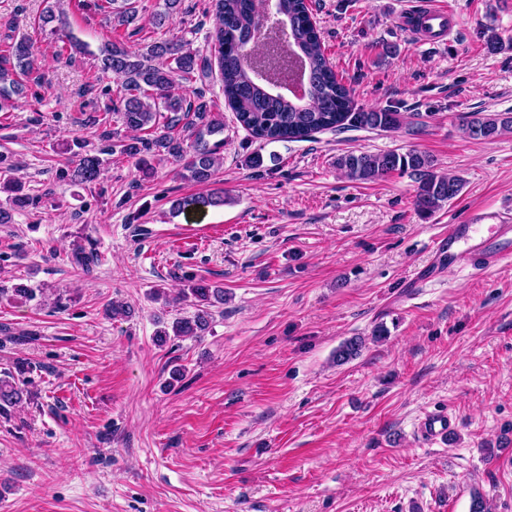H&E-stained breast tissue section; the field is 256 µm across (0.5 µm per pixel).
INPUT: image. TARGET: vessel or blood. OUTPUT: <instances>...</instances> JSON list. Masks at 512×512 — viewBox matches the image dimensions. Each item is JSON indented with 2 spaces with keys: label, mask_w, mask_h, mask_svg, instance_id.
Segmentation results:
<instances>
[{
  "label": "vessel or blood",
  "mask_w": 512,
  "mask_h": 512,
  "mask_svg": "<svg viewBox=\"0 0 512 512\" xmlns=\"http://www.w3.org/2000/svg\"><path fill=\"white\" fill-rule=\"evenodd\" d=\"M422 15L432 31L445 33L454 17L452 8L437 5L423 8ZM434 254L447 259L454 269L478 274L512 260V225L498 221L497 212L468 216L465 223L449 225L445 235L432 243ZM458 419L452 413L430 411L417 423V435L424 443H434L455 434Z\"/></svg>",
  "instance_id": "obj_1"
}]
</instances>
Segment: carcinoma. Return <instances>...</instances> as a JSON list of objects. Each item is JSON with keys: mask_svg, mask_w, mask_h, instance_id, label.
<instances>
[{"mask_svg": "<svg viewBox=\"0 0 512 512\" xmlns=\"http://www.w3.org/2000/svg\"><path fill=\"white\" fill-rule=\"evenodd\" d=\"M46 6L38 16L41 29L66 26V17L59 10L61 0H45ZM138 0H100L112 29L121 27L139 29ZM274 6L288 26V41L306 64L308 89L294 98L280 89V84L296 63L288 54V46L276 49L268 41L264 52L258 51L256 34L261 26L265 0H215L213 32L209 35L221 81L224 100L234 112L236 120L251 135L266 143L311 139L325 130L363 128L392 131L400 128L402 115L388 105L364 110L354 106L351 90L339 80L325 54L317 23L311 15L307 0H273ZM181 0H163V10L152 14L155 27L164 25L168 15L180 10ZM200 54L190 43L177 37L165 36L133 50L121 41L106 43L100 49L102 68L115 74L117 98L101 115H91L88 123L98 127L104 147L96 148L86 140H76L74 160L64 171L73 183L91 185L101 175L103 154L115 152L133 160L141 171L149 172L150 160L171 158L181 165V177L197 184L212 181L223 165L221 150L224 140L210 142V137L224 133V118L201 95L189 99L175 92V88L204 77L212 69L209 59L198 64ZM11 67L4 66L0 57V112L16 108L14 94L19 92L15 75L38 74L36 53L30 40L24 36L10 44ZM122 122L126 135L115 137L110 128L109 115ZM463 131L472 139L492 141L512 129L509 112L486 114L472 112L462 119ZM336 166L356 181L382 179L395 171L411 170L419 175L414 196L415 209L430 215L443 204L456 198L462 181L456 177L433 171L429 156L409 150L400 153L355 154L350 152L336 159ZM3 190L11 193L14 208L25 209L35 204V198L24 192L16 179L3 183ZM227 198L222 192H198L171 202L170 211L179 216L189 212L204 213L222 207ZM73 261L85 273H90L98 262L96 249L78 245L73 249ZM182 298L194 302L195 312L173 321L177 337L201 336L211 325L208 307L224 303V289L211 288L203 280L186 281ZM364 341L351 338L336 349V364L347 363L361 354ZM23 389L15 382L0 379V410L17 403Z\"/></svg>", "mask_w": 512, "mask_h": 512, "instance_id": "1", "label": "carcinoma"}]
</instances>
